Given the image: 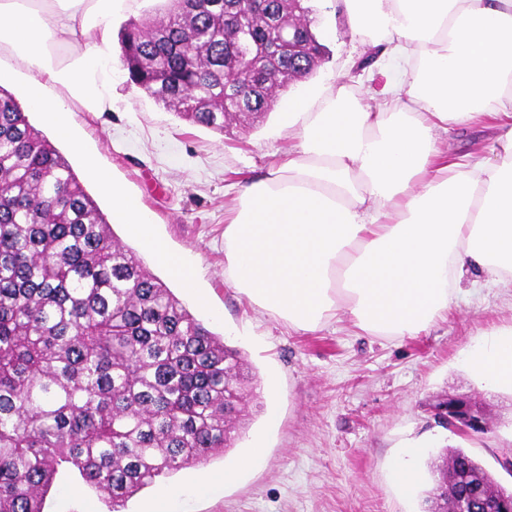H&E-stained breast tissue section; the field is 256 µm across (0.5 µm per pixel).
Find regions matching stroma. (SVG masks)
Returning a JSON list of instances; mask_svg holds the SVG:
<instances>
[{
  "instance_id": "35a3bbf8",
  "label": "stroma",
  "mask_w": 512,
  "mask_h": 512,
  "mask_svg": "<svg viewBox=\"0 0 512 512\" xmlns=\"http://www.w3.org/2000/svg\"><path fill=\"white\" fill-rule=\"evenodd\" d=\"M337 0H313L317 31L327 48L313 76L280 92L273 110L252 127L224 132L179 119L127 81L117 32L152 10L154 0H131L112 23L108 50L115 81L112 109L68 115L84 146L75 154L41 114L31 123L68 159L80 183L104 214L112 201L87 172L84 159L122 184L153 217V232L190 266L197 284L188 291L133 236H115L227 346L240 350L256 376L255 399L233 448L206 464L157 479L132 497L124 512H140L164 485L180 496L172 512H424L425 492L444 448L474 456L505 487L512 473L498 463L512 452V392L488 390L468 368L466 355L489 334L512 327V288L477 283L447 314L415 336H375L347 315L315 332H296L267 315L224 281V224L238 182L259 177L284 161L297 141L284 116L297 100L341 86L357 107L378 111L382 76L351 71L371 50L375 35L353 32ZM467 395L489 417L487 431L460 435L437 426L434 399ZM264 452L240 468L254 438ZM418 449L420 480L412 492L397 483L394 466ZM234 471L215 492L198 490L200 478ZM45 512H109L102 496L79 480L52 489Z\"/></svg>"
}]
</instances>
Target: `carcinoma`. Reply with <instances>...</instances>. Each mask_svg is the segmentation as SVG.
Segmentation results:
<instances>
[{
	"mask_svg": "<svg viewBox=\"0 0 512 512\" xmlns=\"http://www.w3.org/2000/svg\"><path fill=\"white\" fill-rule=\"evenodd\" d=\"M305 19L294 20V7ZM268 0H169L120 35L128 81L176 116L215 131L271 111L288 72L310 76L326 47L312 9ZM302 39L268 55L288 24ZM263 61L242 91L225 85L238 40ZM247 363L114 236L68 160L0 87V512H44L77 475L112 512L155 478L235 445ZM459 487L502 486L462 448Z\"/></svg>",
	"mask_w": 512,
	"mask_h": 512,
	"instance_id": "obj_1",
	"label": "carcinoma"
}]
</instances>
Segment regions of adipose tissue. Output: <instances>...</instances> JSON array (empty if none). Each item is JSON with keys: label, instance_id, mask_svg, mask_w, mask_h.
I'll return each mask as SVG.
<instances>
[{"label": "adipose tissue", "instance_id": "1", "mask_svg": "<svg viewBox=\"0 0 512 512\" xmlns=\"http://www.w3.org/2000/svg\"><path fill=\"white\" fill-rule=\"evenodd\" d=\"M356 33L382 38L387 109L326 92L285 118L296 155L243 185L224 226V279L296 331L347 314L362 331L427 329L479 276L512 283V0H342ZM126 0H0V56L25 70L24 110L68 135L71 104L112 108L106 47ZM496 121L488 155L447 158L439 140ZM119 220L195 289L190 269L151 236L153 218L106 175ZM470 366L512 390V329Z\"/></svg>", "mask_w": 512, "mask_h": 512}]
</instances>
